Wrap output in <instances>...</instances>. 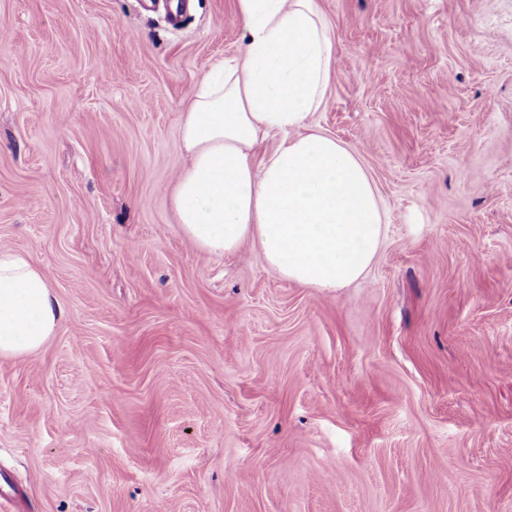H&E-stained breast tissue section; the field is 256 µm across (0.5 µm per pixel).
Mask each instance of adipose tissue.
Wrapping results in <instances>:
<instances>
[{"mask_svg": "<svg viewBox=\"0 0 512 512\" xmlns=\"http://www.w3.org/2000/svg\"><path fill=\"white\" fill-rule=\"evenodd\" d=\"M240 56L196 86L179 142L188 163L170 194L183 237L216 255L258 245L269 270L335 291L363 278L390 221L352 147L313 130L333 45L316 0H236ZM278 133L262 159L256 147ZM64 316L44 271L0 250V357L40 349Z\"/></svg>", "mask_w": 512, "mask_h": 512, "instance_id": "ef3b65f1", "label": "adipose tissue"}]
</instances>
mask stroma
Returning <instances> with one entry per match:
<instances>
[{
  "instance_id": "obj_1",
  "label": "stroma",
  "mask_w": 512,
  "mask_h": 512,
  "mask_svg": "<svg viewBox=\"0 0 512 512\" xmlns=\"http://www.w3.org/2000/svg\"><path fill=\"white\" fill-rule=\"evenodd\" d=\"M314 126L390 214L323 293L169 205L234 0H0V250L65 311L0 358L24 512H512V0H317Z\"/></svg>"
}]
</instances>
